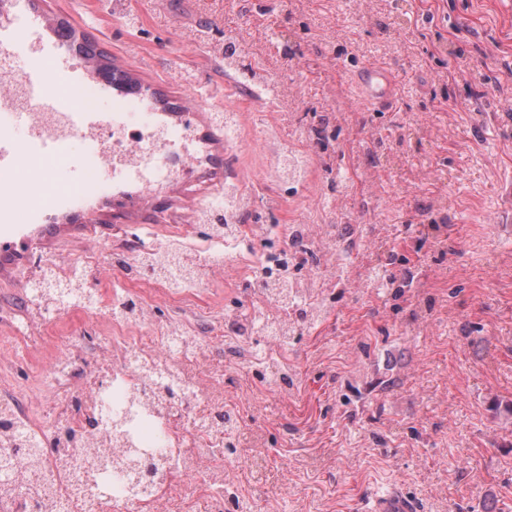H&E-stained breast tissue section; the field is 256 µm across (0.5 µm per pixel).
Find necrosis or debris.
Masks as SVG:
<instances>
[{"mask_svg": "<svg viewBox=\"0 0 512 512\" xmlns=\"http://www.w3.org/2000/svg\"><path fill=\"white\" fill-rule=\"evenodd\" d=\"M41 25L40 17L29 10L26 0H0V30L10 33L9 39L0 40V75L9 77L6 88L0 89V113H35L38 123L53 134L57 131L55 116L70 111L71 100H78L83 112L95 111L96 106L93 99L82 94L87 83L83 55L49 51L37 35ZM21 56L31 61L28 70L17 69L16 60ZM262 141L271 156L267 178L299 182L306 160L291 148L287 138L268 131L263 133ZM252 205V197L239 184L225 183L223 216L207 209L200 217L207 223L224 221L220 237L226 251L221 259L205 257L197 264L203 275L231 268L237 258L233 246L246 233L279 240V247L261 253L253 266V276L259 283L254 313L226 310L219 335L211 337L209 345L189 348L185 342L194 338V331L178 321L153 325L152 307L143 301L134 311L117 314V322L129 333L113 337L100 347L99 364L84 362L66 345L52 362L33 372L23 390L0 387V421L21 425L44 443V464L56 478L50 512H224L225 502L234 497L235 487L224 475V432L236 428L237 417L228 411L223 425L213 421L212 409L223 401L222 391L210 381L215 348L225 345L226 349L240 351L243 361L261 365V358L253 353L258 336H265L266 349H273L276 339L291 330V312L317 313L324 274L334 271L336 261L344 260L349 251L347 241L316 235L311 224H239L240 214ZM300 248L318 257L302 277L295 269ZM102 365L113 371L112 387H103L98 381L96 372ZM147 365L157 372L174 374L190 392L182 404L166 410L160 422L161 444L170 450L164 461L168 479L154 492L94 495L89 487L100 473L103 460L91 449L105 436L100 404L109 398L111 389L125 391L140 385ZM72 383L77 386L76 402L61 401L54 418L38 423L33 402L36 392L51 388L61 391ZM10 454L15 469L10 484L0 487V512H40L35 494L37 469L29 467L24 449L11 448Z\"/></svg>", "mask_w": 512, "mask_h": 512, "instance_id": "4bbe7bcc", "label": "necrosis or debris"}]
</instances>
